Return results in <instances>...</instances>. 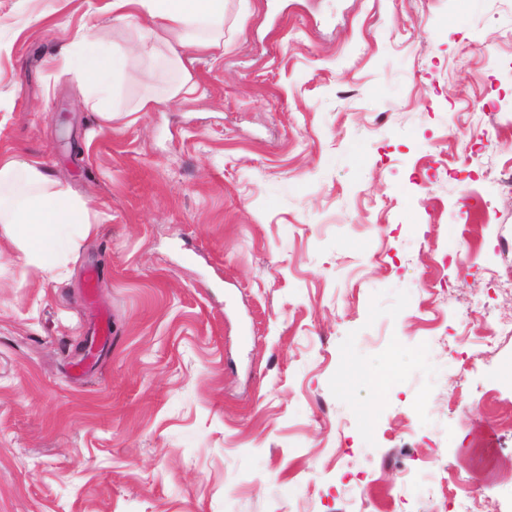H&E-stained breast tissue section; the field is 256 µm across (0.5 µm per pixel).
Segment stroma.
Returning a JSON list of instances; mask_svg holds the SVG:
<instances>
[{
  "instance_id": "obj_1",
  "label": "stroma",
  "mask_w": 512,
  "mask_h": 512,
  "mask_svg": "<svg viewBox=\"0 0 512 512\" xmlns=\"http://www.w3.org/2000/svg\"><path fill=\"white\" fill-rule=\"evenodd\" d=\"M107 2L0 0V154L105 212L57 280L0 243V512H512V0H225L100 132Z\"/></svg>"
}]
</instances>
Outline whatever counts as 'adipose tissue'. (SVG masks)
<instances>
[{
    "instance_id": "ef3b65f1",
    "label": "adipose tissue",
    "mask_w": 512,
    "mask_h": 512,
    "mask_svg": "<svg viewBox=\"0 0 512 512\" xmlns=\"http://www.w3.org/2000/svg\"><path fill=\"white\" fill-rule=\"evenodd\" d=\"M110 8L114 20L120 22L132 23L142 13L154 21L153 27L130 44L128 55H151L163 45L170 50L169 63L180 71L179 80L170 86L165 98L143 95L135 103V111L150 112L162 100L194 95L198 84L180 50L188 46L207 52L222 47L224 0H111ZM123 63V58L116 57L107 64L96 55L87 56L83 62L86 104L100 126L111 127L124 116L123 111L105 105L108 76L120 74ZM98 225V214L88 201L52 179L40 159L0 156V238H7L17 249L21 268L58 274L66 263L59 241L76 246Z\"/></svg>"
}]
</instances>
